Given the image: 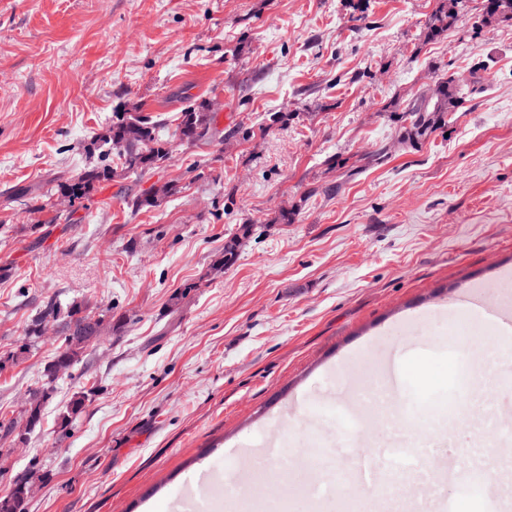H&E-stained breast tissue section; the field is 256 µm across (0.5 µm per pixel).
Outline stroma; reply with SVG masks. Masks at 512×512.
Here are the masks:
<instances>
[{
	"label": "stroma",
	"mask_w": 512,
	"mask_h": 512,
	"mask_svg": "<svg viewBox=\"0 0 512 512\" xmlns=\"http://www.w3.org/2000/svg\"><path fill=\"white\" fill-rule=\"evenodd\" d=\"M362 3L356 21L349 0H0V357L21 354L0 370V419L24 429L61 344L28 335L48 300L112 321L25 442L0 434V498L27 472L28 512H184L203 483L212 512H280L266 484L289 490L287 512H346L334 478L353 433L367 479L400 435L443 459L420 431L449 423L427 410L455 360L491 380L460 447L512 453V354L450 304L512 306V26L466 0L431 41L437 0ZM444 73L465 107L399 143L391 110ZM190 101L216 112L213 143H175ZM137 107L162 120L170 162L67 210L59 184ZM165 182L159 206L127 208ZM397 352L413 362L403 405L385 387Z\"/></svg>",
	"instance_id": "1"
}]
</instances>
